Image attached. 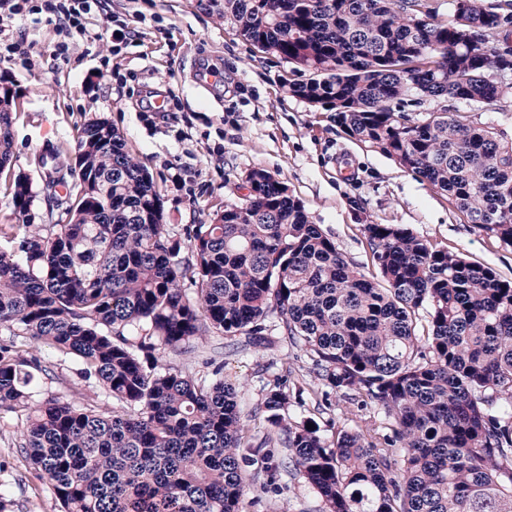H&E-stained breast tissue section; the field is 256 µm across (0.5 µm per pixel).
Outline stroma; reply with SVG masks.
<instances>
[{
    "instance_id": "stroma-1",
    "label": "stroma",
    "mask_w": 512,
    "mask_h": 512,
    "mask_svg": "<svg viewBox=\"0 0 512 512\" xmlns=\"http://www.w3.org/2000/svg\"><path fill=\"white\" fill-rule=\"evenodd\" d=\"M205 2L103 0L102 10L87 21L101 39L71 37L63 60L54 57L63 39L44 17L0 19V75L20 96L12 166L30 179L37 223L66 221L44 199L39 155H74L77 127L104 117L148 168L163 197L165 221L175 229L204 223L214 211L239 202L242 176L262 169L288 186L350 262L371 263L363 225L399 224L512 279V247L465 223L445 196L366 150L336 126L326 108L284 94L279 76L285 63L254 52ZM122 25L135 28L138 39L115 41L111 32ZM207 65L223 73V86L202 81ZM148 85L172 92L165 118L143 109L140 91ZM270 340V346L240 355L236 338L213 336L174 362L194 372L203 359H222L225 378L245 383L246 404L253 409L275 376L316 381L310 355L293 353L280 333ZM55 374L41 380L42 396L82 392L112 408L110 399L82 380L75 363L56 366ZM331 401L321 409L311 397L288 414L313 418L328 432L349 427L359 415L388 424L377 407L361 409L337 394ZM27 414L21 408L0 422V512H60L19 448ZM279 485L278 495L258 504L245 501L246 512H279L284 506L320 512L319 494L296 471L281 468Z\"/></svg>"
}]
</instances>
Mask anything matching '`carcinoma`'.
Masks as SVG:
<instances>
[{"instance_id":"1","label":"carcinoma","mask_w":512,"mask_h":512,"mask_svg":"<svg viewBox=\"0 0 512 512\" xmlns=\"http://www.w3.org/2000/svg\"><path fill=\"white\" fill-rule=\"evenodd\" d=\"M236 34L306 79L284 93L331 111L364 148L448 196L512 247V141L433 104L484 108L512 97V10L482 0H208ZM15 97L0 90V172L10 162ZM430 104L422 117L407 105ZM48 200L68 222L36 224L28 177L9 175L17 224L0 225V412L27 408L44 357L72 360L84 398L34 405L21 452L62 512H243L278 489L273 449L317 490L323 512H512V280L400 224H365L373 270L350 263L288 187L250 171L251 196L184 236L140 159L104 118L82 124L73 159L41 158ZM186 256H181L182 250ZM309 354L326 390L375 405L391 432L326 435L282 412L305 388L276 376L258 408L204 360L198 380L163 363L216 333L263 346L274 319ZM275 426L263 432L257 420Z\"/></svg>"}]
</instances>
